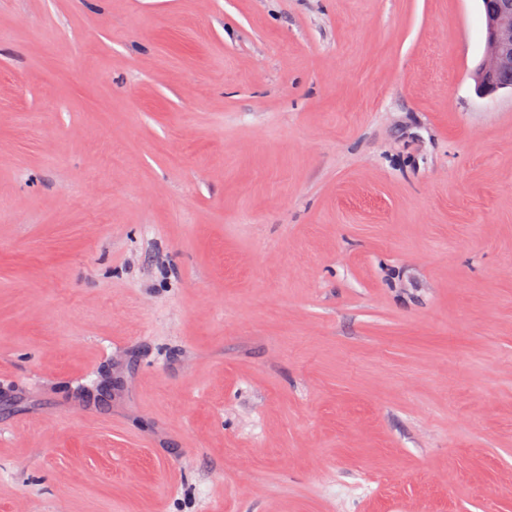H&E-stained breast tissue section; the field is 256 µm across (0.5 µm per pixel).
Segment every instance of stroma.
Listing matches in <instances>:
<instances>
[{
    "label": "stroma",
    "instance_id": "35a3bbf8",
    "mask_svg": "<svg viewBox=\"0 0 512 512\" xmlns=\"http://www.w3.org/2000/svg\"><path fill=\"white\" fill-rule=\"evenodd\" d=\"M481 48L478 0H0V512H512Z\"/></svg>",
    "mask_w": 512,
    "mask_h": 512
}]
</instances>
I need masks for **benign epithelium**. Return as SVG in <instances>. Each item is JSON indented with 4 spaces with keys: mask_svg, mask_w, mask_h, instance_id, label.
<instances>
[{
    "mask_svg": "<svg viewBox=\"0 0 512 512\" xmlns=\"http://www.w3.org/2000/svg\"><path fill=\"white\" fill-rule=\"evenodd\" d=\"M482 51L468 71L477 97L484 99L512 94V0L481 4ZM112 390V380L105 379L84 396L97 404Z\"/></svg>",
    "mask_w": 512,
    "mask_h": 512,
    "instance_id": "obj_1",
    "label": "benign epithelium"
}]
</instances>
